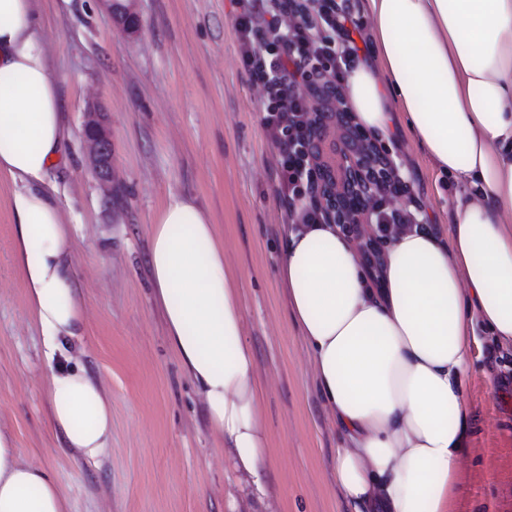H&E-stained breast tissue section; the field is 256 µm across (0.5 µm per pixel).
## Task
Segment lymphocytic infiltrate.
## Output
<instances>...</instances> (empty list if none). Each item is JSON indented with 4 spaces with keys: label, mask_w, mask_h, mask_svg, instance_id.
Returning a JSON list of instances; mask_svg holds the SVG:
<instances>
[{
    "label": "lymphocytic infiltrate",
    "mask_w": 512,
    "mask_h": 512,
    "mask_svg": "<svg viewBox=\"0 0 512 512\" xmlns=\"http://www.w3.org/2000/svg\"><path fill=\"white\" fill-rule=\"evenodd\" d=\"M234 26L241 64L262 88L261 126L277 149V194L291 224L325 220L324 211L303 204L307 173L319 169V157L307 152L313 135L337 113L348 115L346 79L357 57L352 37L358 25L350 0H234ZM371 166L366 176L381 198L406 193L398 166L377 140H368Z\"/></svg>",
    "instance_id": "f902f5d3"
}]
</instances>
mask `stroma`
Listing matches in <instances>:
<instances>
[{
    "label": "stroma",
    "instance_id": "35a3bbf8",
    "mask_svg": "<svg viewBox=\"0 0 512 512\" xmlns=\"http://www.w3.org/2000/svg\"><path fill=\"white\" fill-rule=\"evenodd\" d=\"M120 29L104 0H36L41 37L71 132L47 181L73 226L87 333L57 357L112 400V445L99 463L65 455L49 424L42 338L30 324L13 253V185L0 180V430L49 471L72 512H226L236 487L191 383L170 351L145 263L147 226L170 195L194 199L224 240L245 334L263 380L269 502L240 512H350L332 463L342 439L314 386L307 347L276 278L285 207L260 95L240 62L233 0H127ZM112 139L102 185L84 146L89 106ZM406 172L399 207L447 233L458 192L407 137L384 139ZM473 433L458 512H512V348L480 336L466 387Z\"/></svg>",
    "mask_w": 512,
    "mask_h": 512
}]
</instances>
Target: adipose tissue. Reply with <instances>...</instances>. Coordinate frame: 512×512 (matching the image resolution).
<instances>
[{"label": "adipose tissue", "instance_id": "ef3b65f1", "mask_svg": "<svg viewBox=\"0 0 512 512\" xmlns=\"http://www.w3.org/2000/svg\"><path fill=\"white\" fill-rule=\"evenodd\" d=\"M366 13L379 59L350 72L351 109L366 130L408 134L467 194L449 235L393 239L383 287H368L332 224L286 225L277 277L343 440L333 478L352 512H456L477 333L512 347V0H367ZM68 139L35 0H0V178L14 186L13 249L49 362L52 430L90 462L109 449L112 402L82 367L53 364L86 329L72 227L46 187ZM147 266L209 429L248 496L264 501L256 357L224 242L193 199L170 195L154 217ZM0 512H70L57 480L1 432Z\"/></svg>", "mask_w": 512, "mask_h": 512}]
</instances>
